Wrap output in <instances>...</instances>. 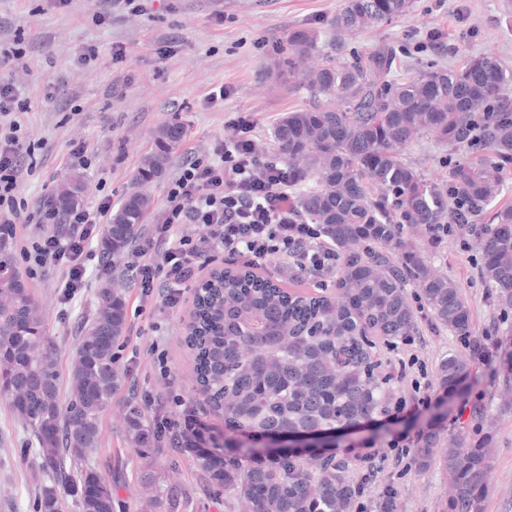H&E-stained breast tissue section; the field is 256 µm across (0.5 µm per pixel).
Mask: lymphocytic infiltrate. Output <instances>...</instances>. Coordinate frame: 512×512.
<instances>
[{"instance_id":"1","label":"lymphocytic infiltrate","mask_w":512,"mask_h":512,"mask_svg":"<svg viewBox=\"0 0 512 512\" xmlns=\"http://www.w3.org/2000/svg\"><path fill=\"white\" fill-rule=\"evenodd\" d=\"M24 109L12 83L0 80V237H14L17 225L26 221L51 225V232L28 241L25 255L31 266L63 268V293L69 299L84 285L87 247L112 201L103 199L93 212L61 211L48 200L29 210L18 186L33 166L35 148L26 143L14 118ZM294 186L287 165L261 159L240 127L218 141L208 157L190 155L167 185L160 220L136 237L139 260L130 265L129 278L143 302H151L160 286L163 305H177L185 288L199 279L203 259L212 250L250 267L276 259L289 271L326 285L340 255L318 225L302 216Z\"/></svg>"}]
</instances>
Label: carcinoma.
<instances>
[{
	"mask_svg": "<svg viewBox=\"0 0 512 512\" xmlns=\"http://www.w3.org/2000/svg\"><path fill=\"white\" fill-rule=\"evenodd\" d=\"M415 0H344L333 19L339 35L381 28L406 15ZM318 33L299 28L288 36V57L279 76L293 80L327 104L284 112L272 128V145L288 162L296 184L311 183L298 199L306 219L336 245V296L292 297L279 284L240 266L224 268L194 294L195 314L185 344L195 362V382L210 411L239 439L224 440V453L192 449L211 480L236 489L245 512H353L360 494L334 458L261 455L255 441L280 433L322 431L334 444L341 426L373 422L398 403L392 376L375 359V339L389 344L419 332L417 310L406 286L413 283L431 320L448 328L469 350L486 356L484 338L473 329L459 286L434 274L417 245L403 236L419 226L434 240L437 226L453 224L457 211L473 224L497 195V174L512 164V70L489 53L460 68L420 71L394 78L399 58L389 43L363 60L329 61L310 70ZM185 127L171 123L156 133L135 187L112 212L98 248L109 268L128 255L133 239L154 210V199L138 186L161 177L182 144ZM429 138L448 150V172L426 178L407 157ZM84 186L74 178L54 203L80 206ZM482 239L483 276L495 288L498 305L512 308V205L497 207ZM97 306L84 323L71 368L70 401L60 410L55 363L49 353L39 304L15 271L11 241L0 238V396L30 427L47 481L38 512H61L64 496L80 500L83 512H113L112 487L96 470L82 467L100 446L99 423L115 385L114 345L123 336L127 313L119 284L103 282ZM470 364L451 354L439 365L440 387L466 395ZM133 443L144 448L150 434L142 413L127 417ZM440 433L431 431L416 448L425 466ZM442 464L452 478L448 512H484L491 467L485 435L453 438ZM73 461L79 472L66 470ZM148 505L181 512L174 488L157 489Z\"/></svg>",
	"mask_w": 512,
	"mask_h": 512,
	"instance_id": "1",
	"label": "carcinoma"
}]
</instances>
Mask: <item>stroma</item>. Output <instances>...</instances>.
<instances>
[{
    "label": "stroma",
    "instance_id": "35a3bbf8",
    "mask_svg": "<svg viewBox=\"0 0 512 512\" xmlns=\"http://www.w3.org/2000/svg\"><path fill=\"white\" fill-rule=\"evenodd\" d=\"M343 0H133L107 8L106 0H0V17L13 27L0 29V43L21 37L25 58L0 64V78L15 84L29 109L21 114L23 133L38 143L37 166L23 175L20 195L29 205L52 196L74 176L83 178V208L93 210L103 198L120 205L133 186L142 157L153 150L164 125H184L186 136L162 179L150 186L160 219L166 187L188 151L205 153L224 137L228 123L245 119L251 136L269 140L274 123L285 112L311 107L306 91L288 85L276 71L288 55V35L313 27L318 48L312 63L366 56L387 41L403 49L399 79L431 65L462 66L467 58L490 50L512 69V10L505 0H415L409 14L379 30L338 39L333 19ZM442 31L440 44L428 36ZM123 59H115L116 47ZM94 61H86L87 50ZM84 149L83 161L70 152ZM38 224H22L12 243L14 266L41 305L43 324L59 378V403L70 396V365L80 325L96 308L100 272L97 244H90L84 286L71 302H63L59 272L46 265L29 275L22 246L37 235ZM481 233L454 231L430 250L432 267L461 288L473 324L491 350H512V314L504 315L483 278ZM127 309L126 329L114 347L119 372L112 401L103 414L102 444L88 464L112 486L114 512H141L143 483H177L188 512H243L236 492L212 482L191 452L152 439L138 450L130 439L125 416L129 407L142 411L145 423L176 421L183 409H195L212 431L224 429L221 417L209 413L192 382L193 359L184 344L185 325L193 308V290L176 306L136 314L138 289L123 270H115ZM447 328L422 316L414 344L376 351L385 371L394 373L402 406L386 418L384 438L364 428L346 434L338 457L349 462V475L362 482L360 512H379L378 495L387 487L398 493V512H448L449 476L440 456L464 416L453 402L442 421H435L441 394V360L461 352ZM471 395L486 408L484 431L492 436V467L484 512H512V374L490 375L487 367L472 370ZM440 425L443 433L427 467H419L414 448L423 431ZM30 432L10 403L0 397V512H37L36 493L45 477L32 457L22 455Z\"/></svg>",
    "mask_w": 512,
    "mask_h": 512
}]
</instances>
